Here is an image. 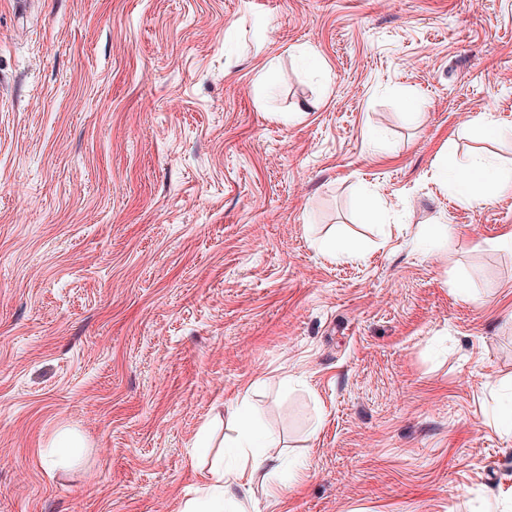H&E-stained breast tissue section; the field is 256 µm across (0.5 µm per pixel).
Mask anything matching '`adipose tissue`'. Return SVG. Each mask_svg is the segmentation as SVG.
I'll return each mask as SVG.
<instances>
[{"mask_svg":"<svg viewBox=\"0 0 512 512\" xmlns=\"http://www.w3.org/2000/svg\"><path fill=\"white\" fill-rule=\"evenodd\" d=\"M445 182L459 204L469 205L511 189L512 167L478 156L465 170L446 175ZM232 417L236 435L225 442L223 461L214 464L202 499L187 501L182 512H251L255 484H262L272 495L284 490L285 484L274 480L275 473L283 467L271 453L276 438L257 428L249 394H242Z\"/></svg>","mask_w":512,"mask_h":512,"instance_id":"1","label":"adipose tissue"}]
</instances>
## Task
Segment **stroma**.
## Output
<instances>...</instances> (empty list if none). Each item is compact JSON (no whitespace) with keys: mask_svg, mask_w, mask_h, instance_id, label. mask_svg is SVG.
Here are the masks:
<instances>
[{"mask_svg":"<svg viewBox=\"0 0 512 512\" xmlns=\"http://www.w3.org/2000/svg\"><path fill=\"white\" fill-rule=\"evenodd\" d=\"M478 153L512 0H0V512H181L248 386L304 470L257 512H512V193L436 177ZM321 246L333 258L357 255L364 249V245L361 242L336 238L322 242Z\"/></svg>","mask_w":512,"mask_h":512,"instance_id":"stroma-1","label":"stroma"}]
</instances>
